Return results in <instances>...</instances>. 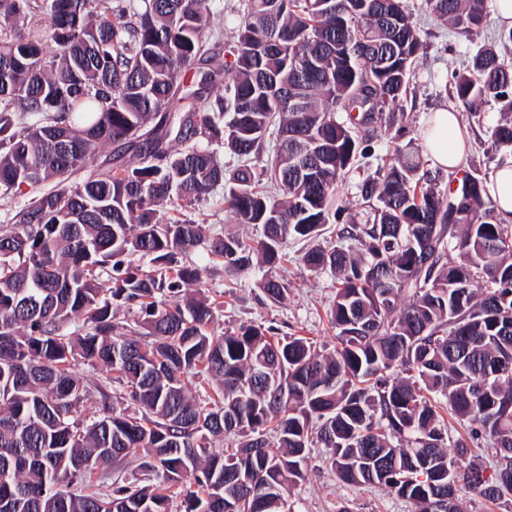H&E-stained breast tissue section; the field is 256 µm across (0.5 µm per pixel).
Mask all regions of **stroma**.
I'll return each instance as SVG.
<instances>
[{"label": "stroma", "instance_id": "stroma-1", "mask_svg": "<svg viewBox=\"0 0 512 512\" xmlns=\"http://www.w3.org/2000/svg\"><path fill=\"white\" fill-rule=\"evenodd\" d=\"M412 20L419 29L424 50L422 60L410 78V88L404 99L399 123L405 139L420 143L424 123L434 109L455 101L454 76L467 71L477 48L491 41L499 31L494 17H487L478 35L467 37L450 27L435 23L424 9L423 0H407ZM496 104H487L480 114L462 115L461 122L469 127L474 141L460 170L447 174L444 185H452L464 174L480 171L489 173L491 165L484 154L488 132L498 119ZM374 153L363 160L341 184V196L357 201L363 180L380 167L383 159L395 147L390 134L375 132ZM190 216L206 224L209 236L226 233H255L252 225L240 224L224 211L221 194L191 210ZM304 242L290 240L285 245L288 256L283 269L294 288L285 303L275 304L265 298L259 287L266 276L263 267H253L239 274L226 275L215 266L205 248L193 251L188 261L200 270L199 286H188V293L197 288L208 289L217 303L215 328L233 331L247 324L272 329L277 336H301L316 347L331 345L334 329L329 323L335 290L330 273L309 270L302 262ZM288 502L292 512H417L411 501L397 497L386 488L364 484L351 486L336 477L326 460V451L313 448L309 453L304 481L293 486Z\"/></svg>", "mask_w": 512, "mask_h": 512}]
</instances>
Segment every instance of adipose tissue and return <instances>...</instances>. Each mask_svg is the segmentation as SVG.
<instances>
[{
    "label": "adipose tissue",
    "instance_id": "obj_1",
    "mask_svg": "<svg viewBox=\"0 0 512 512\" xmlns=\"http://www.w3.org/2000/svg\"><path fill=\"white\" fill-rule=\"evenodd\" d=\"M470 134L455 108L443 107L430 113L423 133L422 147L433 166L454 172L464 161Z\"/></svg>",
    "mask_w": 512,
    "mask_h": 512
}]
</instances>
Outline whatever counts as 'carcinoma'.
Segmentation results:
<instances>
[{
  "label": "carcinoma",
  "mask_w": 512,
  "mask_h": 512,
  "mask_svg": "<svg viewBox=\"0 0 512 512\" xmlns=\"http://www.w3.org/2000/svg\"><path fill=\"white\" fill-rule=\"evenodd\" d=\"M424 2L467 37L486 17V0ZM223 10L236 32L214 66L212 0H0V196L54 182L0 228V512H171L177 497L182 512H291L316 446L341 482L418 512H465L469 495L512 503V226L486 178L441 190L398 145L360 186L364 222L343 221L340 183L397 122L422 58L406 0ZM510 43L512 29L455 76L465 111L500 107L490 160L512 146V67L497 49ZM188 70L197 85L178 81ZM107 145L112 167L69 185ZM219 188L261 238L162 219ZM328 224L337 244L302 262L336 282L331 349L255 325L217 334L206 291L182 296L200 271L180 255L204 245L227 274L273 268L284 239L316 242ZM261 287L288 298L283 277ZM114 303L136 311L134 329L117 331ZM200 375L206 405L191 392ZM114 382L137 412L110 406ZM433 395L467 436L450 437ZM474 440L495 451L487 479L448 455ZM131 460L161 481L74 491Z\"/></svg>",
  "instance_id": "1"
}]
</instances>
